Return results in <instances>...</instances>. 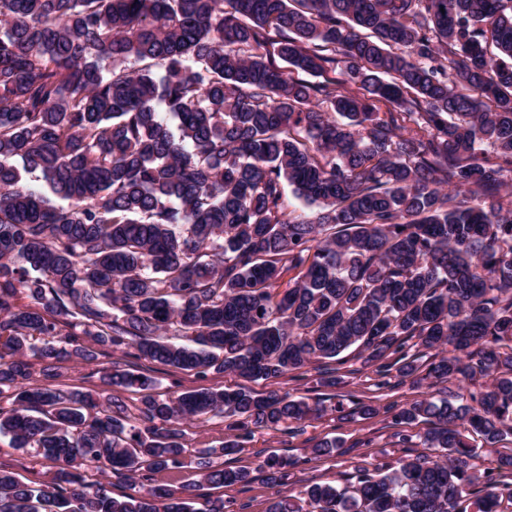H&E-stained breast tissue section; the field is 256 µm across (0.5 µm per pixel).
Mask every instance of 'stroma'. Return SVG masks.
<instances>
[{"label":"stroma","mask_w":512,"mask_h":512,"mask_svg":"<svg viewBox=\"0 0 512 512\" xmlns=\"http://www.w3.org/2000/svg\"><path fill=\"white\" fill-rule=\"evenodd\" d=\"M346 357L348 362L343 369V382L335 388L321 387L320 365L316 362L284 377L255 383L254 388L259 392L275 390L295 398H323L327 410L320 417L307 421L302 431L295 434L284 429L255 430L241 451L224 457L225 466L244 467L252 471L257 470L260 462L272 451L299 461L287 483L279 487L272 489L262 481H254L249 492L244 494L250 502L248 512H266L270 498L298 495L302 486L308 483L344 486V475L350 471L355 453L365 454L367 461L374 464L404 457L411 452L423 453L424 448L419 443L410 449L398 445L393 436L394 429L385 416H357L343 420L333 406L340 403L349 410L357 400L383 405L391 401L409 403L417 399H437L456 391V384L426 379L416 385L407 382L379 392L371 385L370 367L365 365L357 351H347ZM116 362L125 366L130 364L131 359L122 353L108 351L95 363L64 369L57 383L65 389L76 388L91 396H98L104 390L103 374ZM139 367L158 379V390L163 394H180L203 388L221 389L238 383L237 378L231 375L202 377L144 360L140 361ZM332 438L343 441L344 449L330 457L313 458L312 446L319 440ZM0 468L12 471L24 481L47 482L54 473L50 463L40 461L29 452L12 448L8 439L3 437H0Z\"/></svg>","instance_id":"35a3bbf8"}]
</instances>
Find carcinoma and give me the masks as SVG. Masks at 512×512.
I'll list each match as a JSON object with an SVG mask.
<instances>
[{"mask_svg":"<svg viewBox=\"0 0 512 512\" xmlns=\"http://www.w3.org/2000/svg\"><path fill=\"white\" fill-rule=\"evenodd\" d=\"M353 346L378 390H480L358 403L436 455L266 512L512 505V453L467 438L512 436V0H0V437L56 467L0 469V512H247L155 483L188 466L177 424L227 421L201 481L246 491L250 471L209 458L326 410L250 383L318 361L334 387ZM104 348L242 383L162 395L114 366L134 413L38 383ZM295 465L270 454L263 481Z\"/></svg>","mask_w":512,"mask_h":512,"instance_id":"1","label":"carcinoma"}]
</instances>
